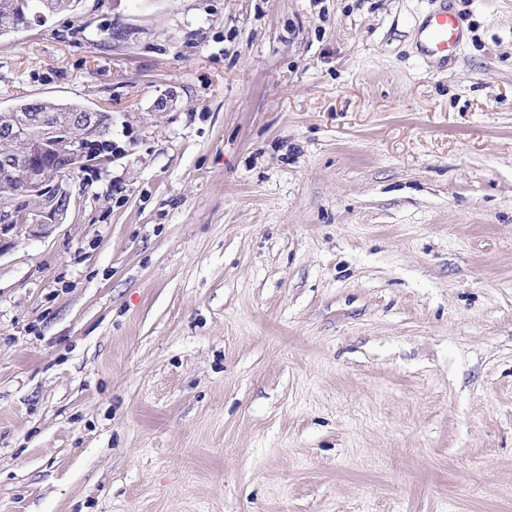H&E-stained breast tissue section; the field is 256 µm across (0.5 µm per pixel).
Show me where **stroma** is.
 Here are the masks:
<instances>
[{
    "label": "stroma",
    "mask_w": 512,
    "mask_h": 512,
    "mask_svg": "<svg viewBox=\"0 0 512 512\" xmlns=\"http://www.w3.org/2000/svg\"><path fill=\"white\" fill-rule=\"evenodd\" d=\"M82 0L0 36L112 114L0 254V512H512V0ZM168 105H161V98ZM443 1V8L421 30L420 48L424 54H440L448 60V53L462 36V22Z\"/></svg>",
    "instance_id": "35a3bbf8"
}]
</instances>
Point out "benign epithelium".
I'll return each mask as SVG.
<instances>
[{
	"mask_svg": "<svg viewBox=\"0 0 512 512\" xmlns=\"http://www.w3.org/2000/svg\"><path fill=\"white\" fill-rule=\"evenodd\" d=\"M57 113L52 107L43 112H7L0 122V139L22 140L34 131L49 134L52 148L58 155L69 159V167L83 170L93 163L92 156L99 150L95 135L100 112L88 109L75 113V121L83 128V136L72 137L56 125ZM21 193L37 201V205L19 211L12 204L0 207V255L9 249L16 237L24 230H47L64 223L68 209L62 207V199L70 198L68 182L62 178L31 182L22 180Z\"/></svg>",
	"mask_w": 512,
	"mask_h": 512,
	"instance_id": "obj_1",
	"label": "benign epithelium"
}]
</instances>
